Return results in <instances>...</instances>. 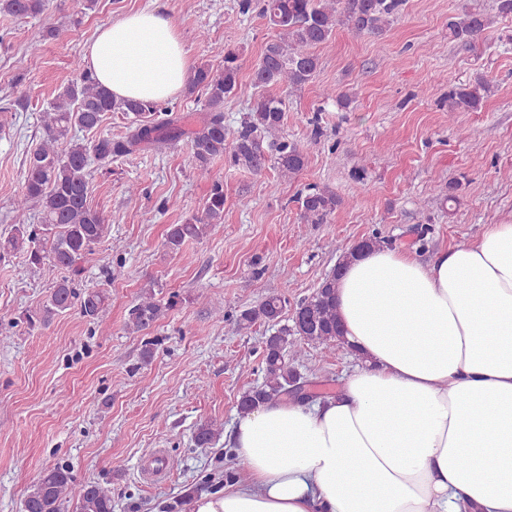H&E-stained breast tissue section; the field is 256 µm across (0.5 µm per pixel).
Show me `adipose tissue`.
I'll use <instances>...</instances> for the list:
<instances>
[{
    "label": "adipose tissue",
    "instance_id": "obj_1",
    "mask_svg": "<svg viewBox=\"0 0 512 512\" xmlns=\"http://www.w3.org/2000/svg\"><path fill=\"white\" fill-rule=\"evenodd\" d=\"M85 63L118 99L172 98L191 71L157 10L100 28ZM336 311L355 369L325 398L237 415L249 480L190 512H512V224L427 264L363 250Z\"/></svg>",
    "mask_w": 512,
    "mask_h": 512
}]
</instances>
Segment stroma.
<instances>
[{"label": "stroma", "mask_w": 512, "mask_h": 512, "mask_svg": "<svg viewBox=\"0 0 512 512\" xmlns=\"http://www.w3.org/2000/svg\"><path fill=\"white\" fill-rule=\"evenodd\" d=\"M238 3L96 0L87 10L80 0H52L40 17L0 15V233L11 229L25 159L42 140V112L77 78L73 62L98 29L131 11L165 12L192 64L222 68L218 48H238V89L224 103L225 124L237 125L253 99L252 71L274 37ZM464 3L407 0L402 18L379 36L337 27L316 49L312 81L269 89L288 104L285 133L308 152L302 175L289 182L216 161L224 225L182 253L166 249L165 230L198 212L211 188L197 177L186 139L140 146L96 172L91 204L109 233L82 261L75 287L105 289L97 322L74 307L29 327L25 314L44 304L62 272L30 267L21 251L0 260V512H20L30 485L57 465L69 466L76 482L108 488L113 512H189L193 496L223 485L229 459L226 436L200 448L196 427L231 426L240 396L262 381L261 339L271 329L239 331V310L272 294L292 303L309 297L340 256L369 237L426 262L488 225L512 223V17L496 18L473 43L453 42L448 22ZM49 26L58 36L43 37ZM479 75L491 86L482 110L449 113V90ZM329 88L350 103L324 98ZM310 185L338 198L321 224L300 219L298 198ZM148 288L183 302L136 333L128 311ZM148 338L157 349L145 365ZM356 365L346 350L328 357L312 345L295 362L323 396ZM159 453L169 472L146 480L142 470Z\"/></svg>", "instance_id": "35a3bbf8"}]
</instances>
